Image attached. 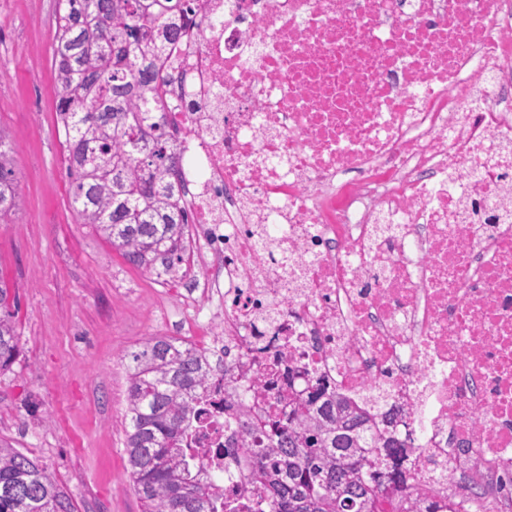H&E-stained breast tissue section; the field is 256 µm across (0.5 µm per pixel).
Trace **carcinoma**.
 <instances>
[{
	"label": "carcinoma",
	"instance_id": "carcinoma-1",
	"mask_svg": "<svg viewBox=\"0 0 512 512\" xmlns=\"http://www.w3.org/2000/svg\"><path fill=\"white\" fill-rule=\"evenodd\" d=\"M196 0H59L54 60L56 112L69 152L79 217L134 267L182 279L190 273L189 214L179 204L176 146L153 111L157 60L193 14ZM18 181L0 132V217L15 206ZM0 280V370L19 350ZM126 454L142 512H443L444 494L419 499L404 466L406 443L380 438L323 387L296 395L297 408L272 431L242 418L228 440L251 454L264 491L226 507L200 479L203 463L180 447L210 373L198 348L153 336L130 354ZM0 512H76L45 469L0 442Z\"/></svg>",
	"mask_w": 512,
	"mask_h": 512
}]
</instances>
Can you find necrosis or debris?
I'll return each instance as SVG.
<instances>
[{"instance_id":"1","label":"necrosis or debris","mask_w":512,"mask_h":512,"mask_svg":"<svg viewBox=\"0 0 512 512\" xmlns=\"http://www.w3.org/2000/svg\"><path fill=\"white\" fill-rule=\"evenodd\" d=\"M158 66L224 302L185 442L213 492L262 490L224 437L313 384L399 409L421 497L512 512V0H197Z\"/></svg>"}]
</instances>
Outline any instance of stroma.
I'll list each match as a JSON object with an SVG mask.
<instances>
[{
    "label": "stroma",
    "mask_w": 512,
    "mask_h": 512,
    "mask_svg": "<svg viewBox=\"0 0 512 512\" xmlns=\"http://www.w3.org/2000/svg\"><path fill=\"white\" fill-rule=\"evenodd\" d=\"M57 0H0V130L21 187L0 219L19 352L0 373V440L35 458L78 512H141L125 453L127 356L149 337L197 345L179 285L127 263L76 213L56 116Z\"/></svg>",
    "instance_id": "stroma-1"
}]
</instances>
